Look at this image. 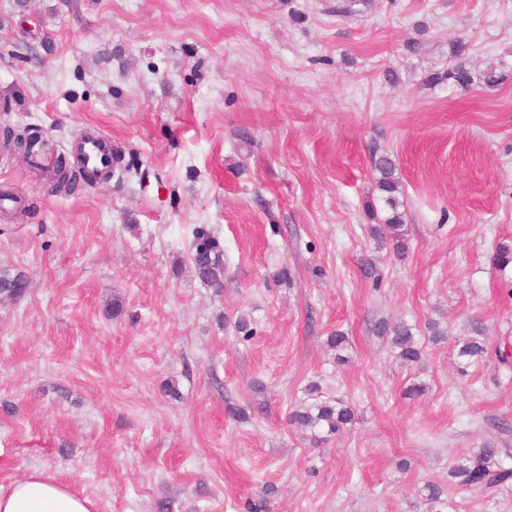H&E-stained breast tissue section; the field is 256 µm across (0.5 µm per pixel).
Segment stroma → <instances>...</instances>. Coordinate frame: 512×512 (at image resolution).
Returning <instances> with one entry per match:
<instances>
[{
	"instance_id": "stroma-1",
	"label": "stroma",
	"mask_w": 512,
	"mask_h": 512,
	"mask_svg": "<svg viewBox=\"0 0 512 512\" xmlns=\"http://www.w3.org/2000/svg\"><path fill=\"white\" fill-rule=\"evenodd\" d=\"M342 2L0 0V127L123 153L65 196L0 152V270L29 281L0 300V484L39 469L96 512H241L268 486L271 512H424L434 482L447 512H512V488L448 482L488 443L512 468V265L492 262L512 244V0ZM459 38L498 85L428 83ZM376 153L402 257L370 235ZM202 226L218 295L188 265ZM475 319L490 356L470 362ZM382 320L415 326L419 363ZM331 399L355 411L339 433L289 423ZM372 165L378 176L376 178V190L379 193L378 200L384 203L385 215L379 218L378 208L374 200L369 201L366 211L372 221H381L371 228V234L376 239H383L384 226L389 233L390 240L393 242V249L398 255H404L407 250V243L402 232L404 224V211L401 210L403 202L400 196H403L402 183L396 174V164L389 156L376 155L372 157ZM194 277L216 293L224 288V245L204 227L195 231L192 250L188 256ZM423 499L428 505L427 512H445L442 508L448 507V492L437 483H426L423 487Z\"/></svg>"
}]
</instances>
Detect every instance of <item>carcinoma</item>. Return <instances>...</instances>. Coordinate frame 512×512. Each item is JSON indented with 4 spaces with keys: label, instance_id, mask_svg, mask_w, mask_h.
Instances as JSON below:
<instances>
[{
    "label": "carcinoma",
    "instance_id": "carcinoma-1",
    "mask_svg": "<svg viewBox=\"0 0 512 512\" xmlns=\"http://www.w3.org/2000/svg\"><path fill=\"white\" fill-rule=\"evenodd\" d=\"M467 44L462 40L452 43L454 62L448 70L434 73L428 77L432 83L448 81V85L468 89L479 80L487 86H494L499 81L495 71L487 70L478 75L468 66L464 55ZM0 148L5 150L27 151L24 136L5 126L0 129ZM372 165L377 172L376 190L378 200L384 203V216H379L376 202L371 200L366 211L373 221L380 224L371 228V234L383 238V230L389 231L393 249L398 255L407 250V243L402 232L404 224L402 183L396 174V164L388 156L372 157ZM55 188L71 195L83 186H90L94 180L84 171L71 167L67 159L61 157L56 163ZM194 277L200 283L215 292L224 288V245L220 239L204 227L195 231L192 250L188 256ZM28 288L27 277L22 273L12 274L7 270L0 272V295L9 300H17L25 295ZM471 335L463 339L458 355L461 358L478 361L487 355L484 327L475 321L470 326ZM379 334L390 337V343L396 351L397 358L406 365L421 361L423 350L413 327L405 322L394 325L381 323ZM290 423L310 433L313 440H318L323 432L338 433L345 425L354 420L353 408L342 400L320 401L302 404L288 415ZM498 449L487 445L478 451L462 456L448 465V477L460 487H469L486 493H495L512 481V469L501 465ZM423 499L428 505L427 512H443L448 506V492L437 483H427L423 487Z\"/></svg>",
    "mask_w": 512,
    "mask_h": 512
}]
</instances>
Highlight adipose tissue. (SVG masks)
Returning a JSON list of instances; mask_svg holds the SVG:
<instances>
[{
  "instance_id": "obj_1",
  "label": "adipose tissue",
  "mask_w": 512,
  "mask_h": 512,
  "mask_svg": "<svg viewBox=\"0 0 512 512\" xmlns=\"http://www.w3.org/2000/svg\"><path fill=\"white\" fill-rule=\"evenodd\" d=\"M0 512H94V506L67 483L34 469L0 489Z\"/></svg>"
}]
</instances>
